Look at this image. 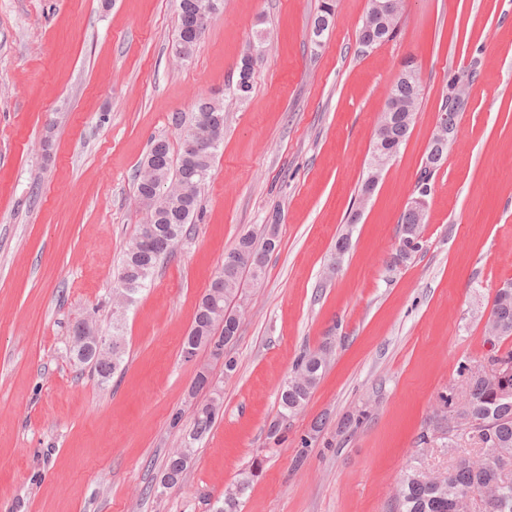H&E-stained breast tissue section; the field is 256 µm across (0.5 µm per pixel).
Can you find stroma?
Masks as SVG:
<instances>
[{
    "label": "stroma",
    "mask_w": 512,
    "mask_h": 512,
    "mask_svg": "<svg viewBox=\"0 0 512 512\" xmlns=\"http://www.w3.org/2000/svg\"><path fill=\"white\" fill-rule=\"evenodd\" d=\"M369 2L335 0L318 41L322 0H221L181 62L175 0H0V512H212L256 461L239 512H395L410 467L439 474L485 454L442 398L462 400L472 373L512 350L484 329L512 280V0H406L395 37L364 49ZM259 40L253 92L237 100L228 88ZM408 60L421 106L362 206L386 91ZM474 60L423 248L392 267L448 81ZM213 93L224 141L201 213L126 310L125 368L99 384L71 359V328L90 318L111 333L119 260L145 217L135 174L156 139L179 153L177 117ZM273 218L265 279L235 303L236 373L204 351L183 361L225 253ZM325 344L317 388L270 437L280 384ZM207 362L223 407L182 485L157 494Z\"/></svg>",
    "instance_id": "stroma-1"
}]
</instances>
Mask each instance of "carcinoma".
I'll use <instances>...</instances> for the list:
<instances>
[{
    "mask_svg": "<svg viewBox=\"0 0 512 512\" xmlns=\"http://www.w3.org/2000/svg\"><path fill=\"white\" fill-rule=\"evenodd\" d=\"M178 27L172 41V51L186 49L193 56L204 28L197 27L196 15L202 8L219 10L220 0H176ZM389 9H369L359 29V44L376 47L391 40L400 25L404 0H381ZM333 0H323L320 14L313 23V35L321 38L335 22ZM253 47L246 53L238 67V78L232 86L233 94L240 100L250 97L253 90V65L260 53ZM478 77V62L455 74L448 82V92L460 96L458 106L443 100L440 120L448 124L459 115L456 108L468 103L469 90ZM421 85L418 73L409 65L401 71L387 91L386 103L380 113L375 130L373 152L382 153L400 148L409 138L413 115L420 106ZM219 126V131L201 154L181 151L172 157L164 140L156 141L139 169L136 193L144 211L145 223L136 227L128 242L117 275V299L127 298L132 305L137 296L148 287L157 267L175 251L189 227L196 223L200 212L201 192L212 176L213 162L224 139V104L218 97H201L188 120L181 121L182 139L188 134H209L208 122ZM448 156V138H432L424 168L416 180L417 195L427 196L433 171L441 167ZM425 212L406 208L401 217L400 240L422 234ZM279 245L276 221L264 225L262 242L246 233L238 239L233 252L240 255L239 264L231 271L219 270L198 304L193 324L181 342L180 350L190 347L195 352L210 349L211 345L233 335L231 325L237 317L230 309L231 303L245 285H260L265 275L267 256ZM490 318L499 326L497 339L512 336V293L494 296ZM70 356L80 366L87 367L102 384L123 370L125 348L104 358L93 350L81 351L70 343ZM328 362L322 350L301 355L279 390V417L270 427V434L279 431L280 421L297 414L308 402L319 384ZM222 409L216 395L200 405L193 425L183 440V448L170 455L160 476V484L171 489L183 483L195 463L196 444L212 428ZM461 423L477 433L480 440L491 448L496 458L494 465L475 469V462L467 457L457 460L455 466L438 481L416 468L407 471L400 483L397 496L398 512H459L457 504L468 494L482 490L492 491V501L482 503L480 512H512V479L504 471L512 467V376L503 380L495 375L471 381L468 394L458 408ZM254 471L243 473L233 486L224 491L221 505L214 512H237L240 498L250 487Z\"/></svg>",
    "mask_w": 512,
    "mask_h": 512,
    "instance_id": "carcinoma-1",
    "label": "carcinoma"
}]
</instances>
